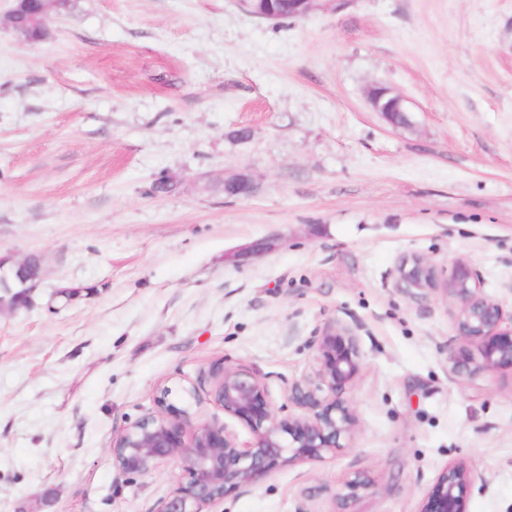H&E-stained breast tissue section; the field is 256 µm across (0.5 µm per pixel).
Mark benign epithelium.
Returning a JSON list of instances; mask_svg holds the SVG:
<instances>
[{"label": "benign epithelium", "instance_id": "benign-epithelium-1", "mask_svg": "<svg viewBox=\"0 0 512 512\" xmlns=\"http://www.w3.org/2000/svg\"><path fill=\"white\" fill-rule=\"evenodd\" d=\"M35 5L32 39L42 35L46 0H16ZM374 111L392 125L397 117L409 121L405 99L383 86L369 91ZM0 306L14 309L31 300L42 279V266L35 256L20 261L0 257ZM398 282L407 290L436 289L433 264L420 256L402 260ZM457 305L454 328L462 340L478 347L479 357L466 350L448 354L456 379L464 382L483 370L512 368V315L487 298L477 274L464 262L454 264L446 288ZM318 353L311 376L294 383L288 399L302 410L298 417H278L265 386L244 365L216 364L210 369V401L224 415L247 426L253 442L241 448L225 425L199 421L170 401L172 390L157 396V412L124 429L111 453L124 475H148L171 460L182 461L186 478L165 499L157 512H205L212 503L232 492L257 485L279 468L318 461L327 453L345 447L354 432L355 415L348 393L360 371V351L355 330L342 323L326 325L313 340ZM475 471L463 462L449 464L438 477L421 512H466V491L475 481Z\"/></svg>", "mask_w": 512, "mask_h": 512}]
</instances>
